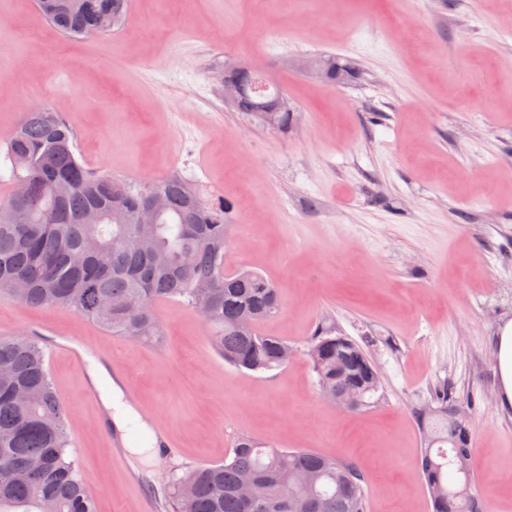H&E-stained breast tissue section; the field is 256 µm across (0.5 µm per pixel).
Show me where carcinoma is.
Instances as JSON below:
<instances>
[{
  "instance_id": "cac0c4a2",
  "label": "carcinoma",
  "mask_w": 512,
  "mask_h": 512,
  "mask_svg": "<svg viewBox=\"0 0 512 512\" xmlns=\"http://www.w3.org/2000/svg\"><path fill=\"white\" fill-rule=\"evenodd\" d=\"M36 0L46 20L68 39L120 29L128 0ZM240 111L263 122L260 110L278 93L260 73L248 79ZM73 128L47 105L22 116L7 143L4 161L22 180L18 194L0 206V293L31 307L69 308L112 333L156 341L163 325L159 301L201 307L207 340L224 362L264 373L285 365L288 342L267 336L261 325L282 309L279 288L260 273L224 267L229 207L204 200L175 176L139 181L87 169L77 158ZM165 200L156 224V246L137 240L139 210L148 195ZM97 210L101 220L88 224ZM13 280L28 285L16 294ZM305 354L322 394L328 390L374 393L380 374L366 350L333 328L319 327ZM437 408L421 413L428 430L419 457L432 512H483L470 461L471 424L455 417L448 391ZM11 469L0 484V512H98L72 456L67 412L45 365L40 343L21 334L0 339V465ZM255 477L269 500L282 502L306 479L318 512H369L363 476L351 464L307 449H280L243 434L220 463L191 466L173 474L171 512H288L257 509L243 502L238 486Z\"/></svg>"
}]
</instances>
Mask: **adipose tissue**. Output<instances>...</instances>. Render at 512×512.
<instances>
[{
	"label": "adipose tissue",
	"instance_id": "obj_1",
	"mask_svg": "<svg viewBox=\"0 0 512 512\" xmlns=\"http://www.w3.org/2000/svg\"><path fill=\"white\" fill-rule=\"evenodd\" d=\"M90 374L102 391V403L109 413L111 427L125 431L134 426L142 432V442L128 448L133 470H140L142 464L155 454L152 431L142 416L125 400L121 387L112 382L103 367L92 365Z\"/></svg>",
	"mask_w": 512,
	"mask_h": 512
}]
</instances>
